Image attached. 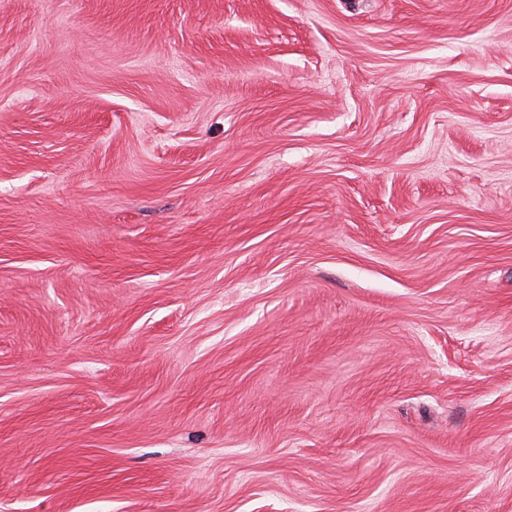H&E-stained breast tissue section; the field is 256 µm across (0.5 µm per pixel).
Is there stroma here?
<instances>
[{
    "mask_svg": "<svg viewBox=\"0 0 512 512\" xmlns=\"http://www.w3.org/2000/svg\"><path fill=\"white\" fill-rule=\"evenodd\" d=\"M0 512H512V0H0Z\"/></svg>",
    "mask_w": 512,
    "mask_h": 512,
    "instance_id": "stroma-1",
    "label": "stroma"
}]
</instances>
